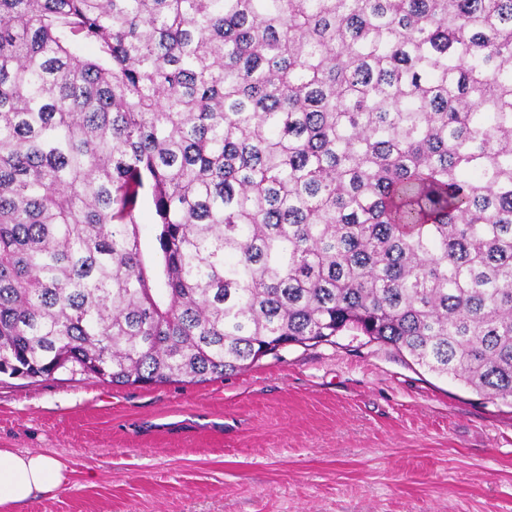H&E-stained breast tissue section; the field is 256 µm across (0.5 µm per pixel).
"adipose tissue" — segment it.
<instances>
[{"mask_svg":"<svg viewBox=\"0 0 512 512\" xmlns=\"http://www.w3.org/2000/svg\"><path fill=\"white\" fill-rule=\"evenodd\" d=\"M64 479V467L53 457L0 448V512L51 493Z\"/></svg>","mask_w":512,"mask_h":512,"instance_id":"adipose-tissue-1","label":"adipose tissue"}]
</instances>
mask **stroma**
Returning a JSON list of instances; mask_svg holds the SVG:
<instances>
[{
    "label": "stroma",
    "mask_w": 512,
    "mask_h": 512,
    "mask_svg": "<svg viewBox=\"0 0 512 512\" xmlns=\"http://www.w3.org/2000/svg\"><path fill=\"white\" fill-rule=\"evenodd\" d=\"M0 448L66 470L19 512H512V405L352 330L204 384L1 375Z\"/></svg>",
    "instance_id": "1"
}]
</instances>
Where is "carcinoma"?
<instances>
[{"mask_svg": "<svg viewBox=\"0 0 512 512\" xmlns=\"http://www.w3.org/2000/svg\"><path fill=\"white\" fill-rule=\"evenodd\" d=\"M348 329L512 402V0H0V374ZM139 222L142 250L145 259L152 261L157 248L155 241L156 227L154 225L153 213L148 203L143 205Z\"/></svg>", "mask_w": 512, "mask_h": 512, "instance_id": "cac0c4a2", "label": "carcinoma"}]
</instances>
